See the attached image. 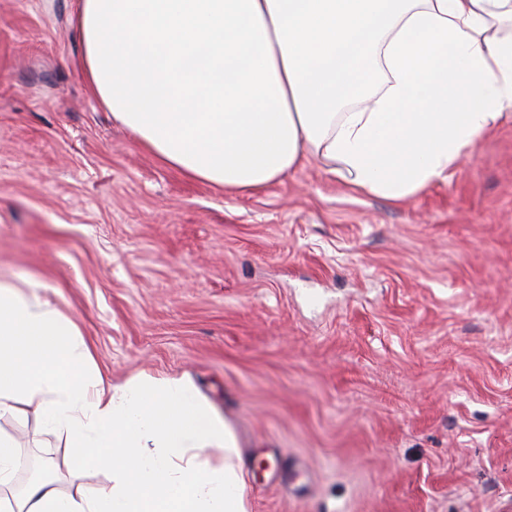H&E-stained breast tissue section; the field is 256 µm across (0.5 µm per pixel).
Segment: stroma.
Masks as SVG:
<instances>
[{
	"mask_svg": "<svg viewBox=\"0 0 512 512\" xmlns=\"http://www.w3.org/2000/svg\"><path fill=\"white\" fill-rule=\"evenodd\" d=\"M75 8L0 0V277L41 279L112 385L190 381L251 512H512V120L404 201L313 157L227 192L88 92ZM0 431L110 490L34 411Z\"/></svg>",
	"mask_w": 512,
	"mask_h": 512,
	"instance_id": "obj_1",
	"label": "stroma"
}]
</instances>
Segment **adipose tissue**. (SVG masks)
<instances>
[{"label":"adipose tissue","mask_w":512,"mask_h":512,"mask_svg":"<svg viewBox=\"0 0 512 512\" xmlns=\"http://www.w3.org/2000/svg\"><path fill=\"white\" fill-rule=\"evenodd\" d=\"M506 32L489 33L490 20ZM91 91L188 179L258 191L307 157L391 200L512 112V0H77ZM36 279H0V416L35 407L109 493L61 492L0 433V512H251L230 424L181 378L105 385Z\"/></svg>","instance_id":"obj_1"}]
</instances>
